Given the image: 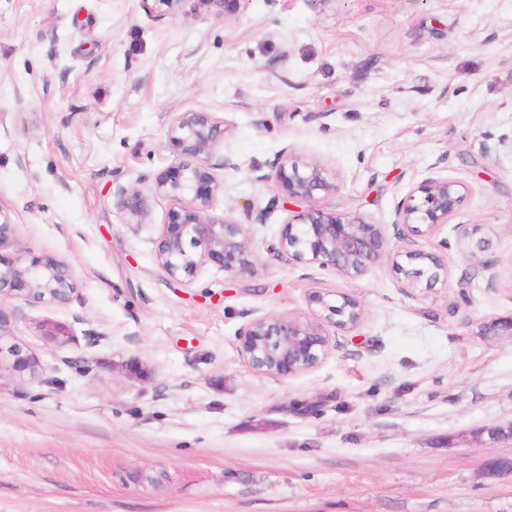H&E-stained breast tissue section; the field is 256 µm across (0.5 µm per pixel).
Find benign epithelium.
<instances>
[{
    "label": "benign epithelium",
    "instance_id": "1",
    "mask_svg": "<svg viewBox=\"0 0 512 512\" xmlns=\"http://www.w3.org/2000/svg\"><path fill=\"white\" fill-rule=\"evenodd\" d=\"M187 0H141L143 10L154 18H177L185 14ZM217 17L236 13L242 0H204ZM224 143V122L213 113L189 110L179 113L167 126L165 147L172 162L155 177L152 193L172 201L167 219L156 239L159 266L170 277L191 276L212 262L232 277L254 272V248L250 225L212 214L219 188L215 167L209 158ZM272 180L287 200L304 205L281 225L271 249L295 262L314 263L347 278H357L385 262L390 239L385 225L370 222L358 212L329 210L318 202L337 190L336 177L319 163L298 164L283 152L274 173L259 176ZM117 209L140 220L148 215V197L133 185L112 189ZM460 182L448 177H430L413 188L406 203L398 206L392 223L400 241L412 233L432 236L450 224L461 203ZM409 267L396 269L409 279L426 278L430 284L447 274L448 267L435 252H405ZM73 291L72 270L62 258L45 255L26 263L18 257L0 267V298H19L29 305L66 304ZM308 304L322 312L316 320L258 315L240 331V351L254 370L262 374L295 375L316 367L327 353L329 335L325 324L338 329L356 327L363 310L346 294L313 289ZM13 367L20 373H37V365L19 350ZM512 473L500 459L485 462L482 478L496 482Z\"/></svg>",
    "mask_w": 512,
    "mask_h": 512
}]
</instances>
